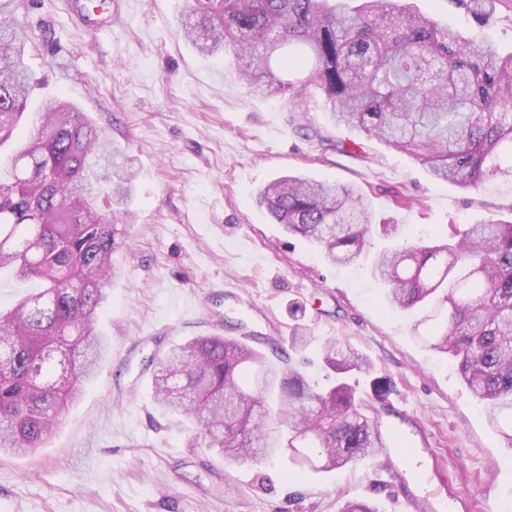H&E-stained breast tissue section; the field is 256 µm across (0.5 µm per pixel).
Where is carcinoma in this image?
<instances>
[{
	"label": "carcinoma",
	"instance_id": "1",
	"mask_svg": "<svg viewBox=\"0 0 512 512\" xmlns=\"http://www.w3.org/2000/svg\"><path fill=\"white\" fill-rule=\"evenodd\" d=\"M451 2L486 26L500 0ZM18 7L0 0V144L16 132L33 87ZM178 29L203 56L230 52L249 93L286 94L298 112L314 89L336 126L411 155L436 180L478 190L512 175V52L401 0H183ZM34 125L0 180V272L45 283L0 310V452L21 455L45 447L101 365L106 344L95 324L121 243L115 212L94 199L121 208L135 192L123 151L74 105L50 100ZM299 131L345 151L313 128ZM255 203L332 266L373 255L389 305L443 313L426 341L454 360L512 447V220L480 219L403 244L398 225L384 224L389 245L374 252V212L355 185L286 175L260 188ZM322 353L338 375L327 391L233 336L196 337L160 360L153 399L195 428L187 447L210 448L226 466L279 457L327 472L373 460L386 448L378 419L343 380L370 363L338 338Z\"/></svg>",
	"mask_w": 512,
	"mask_h": 512
}]
</instances>
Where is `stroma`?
I'll return each instance as SVG.
<instances>
[{"label":"stroma","mask_w":512,"mask_h":512,"mask_svg":"<svg viewBox=\"0 0 512 512\" xmlns=\"http://www.w3.org/2000/svg\"><path fill=\"white\" fill-rule=\"evenodd\" d=\"M411 2L512 51V0L484 29L450 0ZM69 3L18 11L38 80L28 110L49 99L76 105L132 159L136 193L117 225L127 246L112 256L117 274L98 322L109 354L45 448L0 454V512H339L348 499L379 512H507L512 449L448 358L427 345L437 316L391 307L368 266H330L253 197L287 174L355 184L378 219L400 224L404 243L422 228L445 237L478 218L512 217V192L435 180L374 140L321 150L299 126L345 142L355 135L333 124L319 94L299 112L284 96L247 95L232 56H201L181 38L182 0H106L112 20L97 32L75 23ZM297 322L370 360V371L345 380L373 400L389 467H228L213 450L188 447L189 425L155 405L159 361L197 336L246 337L271 364L332 385L317 347L273 354Z\"/></svg>","instance_id":"obj_1"}]
</instances>
